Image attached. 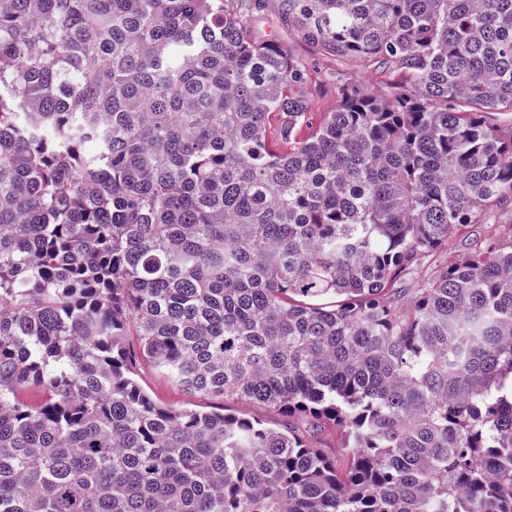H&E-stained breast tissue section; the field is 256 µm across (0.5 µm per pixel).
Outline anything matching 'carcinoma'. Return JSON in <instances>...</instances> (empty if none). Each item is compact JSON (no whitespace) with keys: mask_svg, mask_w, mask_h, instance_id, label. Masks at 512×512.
<instances>
[{"mask_svg":"<svg viewBox=\"0 0 512 512\" xmlns=\"http://www.w3.org/2000/svg\"><path fill=\"white\" fill-rule=\"evenodd\" d=\"M227 2L0 0V512H512V230L395 288L512 211V0H277L400 74L304 138L302 61ZM131 319L288 425L156 402ZM510 218V213H498L495 219L485 222L488 224H468L463 231L451 234L448 236V246L427 257L418 271L406 275L397 288H416L417 281L434 278L449 260L468 253L469 243L476 237L488 241L490 238L504 235L512 228ZM308 443L316 448H325L329 457L336 463L337 468H342L346 465V459L343 455L340 445V438L334 430L325 431L319 440L308 439Z\"/></svg>","mask_w":512,"mask_h":512,"instance_id":"obj_1","label":"carcinoma"}]
</instances>
